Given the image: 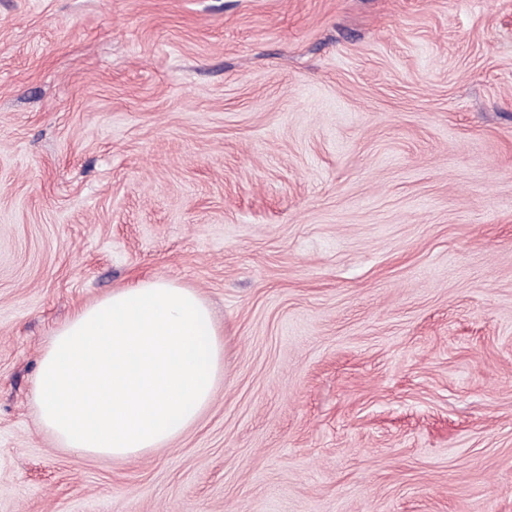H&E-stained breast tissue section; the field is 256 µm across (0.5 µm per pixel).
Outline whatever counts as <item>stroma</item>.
I'll return each instance as SVG.
<instances>
[{"instance_id": "obj_1", "label": "stroma", "mask_w": 512, "mask_h": 512, "mask_svg": "<svg viewBox=\"0 0 512 512\" xmlns=\"http://www.w3.org/2000/svg\"><path fill=\"white\" fill-rule=\"evenodd\" d=\"M145 278L223 377L77 454L40 352ZM0 512H512V0H0Z\"/></svg>"}]
</instances>
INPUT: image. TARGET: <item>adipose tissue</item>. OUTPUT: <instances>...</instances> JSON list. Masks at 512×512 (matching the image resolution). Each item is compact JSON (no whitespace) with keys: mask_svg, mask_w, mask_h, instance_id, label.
<instances>
[{"mask_svg":"<svg viewBox=\"0 0 512 512\" xmlns=\"http://www.w3.org/2000/svg\"><path fill=\"white\" fill-rule=\"evenodd\" d=\"M223 372L224 337L201 294L143 279L55 330L39 359L34 403L64 447L126 460L193 426Z\"/></svg>","mask_w":512,"mask_h":512,"instance_id":"adipose-tissue-1","label":"adipose tissue"}]
</instances>
